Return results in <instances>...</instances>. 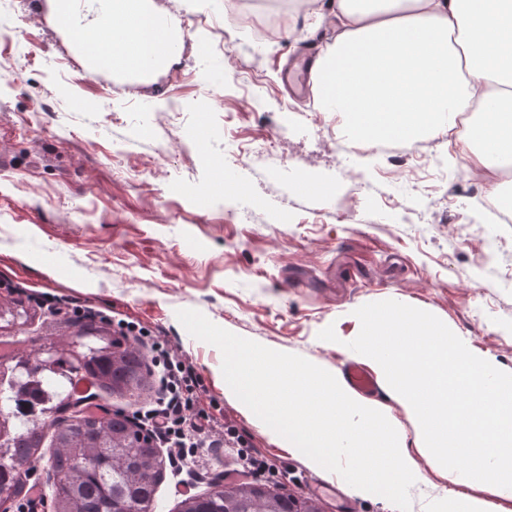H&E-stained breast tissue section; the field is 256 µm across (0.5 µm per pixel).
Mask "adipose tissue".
Returning a JSON list of instances; mask_svg holds the SVG:
<instances>
[{
	"label": "adipose tissue",
	"mask_w": 512,
	"mask_h": 512,
	"mask_svg": "<svg viewBox=\"0 0 512 512\" xmlns=\"http://www.w3.org/2000/svg\"><path fill=\"white\" fill-rule=\"evenodd\" d=\"M334 33L316 62L323 109L349 143L455 138L465 115L477 144L465 169L512 211L493 173L512 157V0H327ZM171 21L143 0H112L84 49L93 60L145 72L178 51Z\"/></svg>",
	"instance_id": "adipose-tissue-1"
}]
</instances>
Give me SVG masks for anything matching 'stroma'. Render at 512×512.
I'll return each instance as SVG.
<instances>
[{"label": "stroma", "instance_id": "obj_1", "mask_svg": "<svg viewBox=\"0 0 512 512\" xmlns=\"http://www.w3.org/2000/svg\"><path fill=\"white\" fill-rule=\"evenodd\" d=\"M288 0L252 6L296 27L259 42L225 15L236 0H151L175 19V64L147 77L87 62L82 32L55 0H0V355L35 354L76 329L42 304L66 298L158 331L200 378L198 405L292 472L310 497L324 478L224 391L220 350L176 317L195 309L332 374L354 353L358 307L393 299L439 317L475 355L512 373V224L489 223L465 144L432 140L420 160L346 146L335 113L288 93L289 56L332 38ZM334 326L337 342L320 340ZM85 386L82 408L126 414L152 403ZM411 512L453 494L428 456ZM234 449L206 434L201 457L167 468L154 508L238 479Z\"/></svg>", "mask_w": 512, "mask_h": 512}]
</instances>
